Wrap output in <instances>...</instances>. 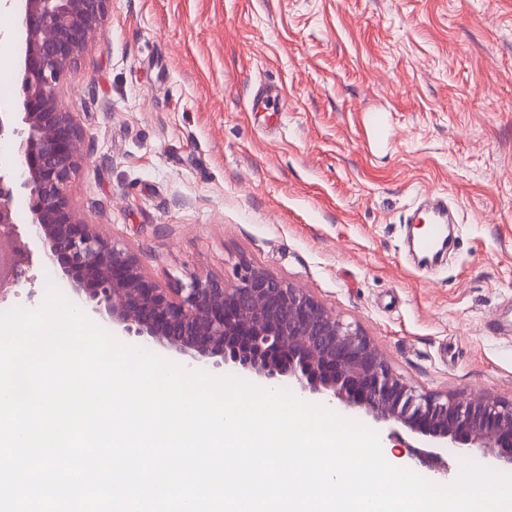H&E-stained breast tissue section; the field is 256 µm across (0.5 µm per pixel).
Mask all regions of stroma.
Wrapping results in <instances>:
<instances>
[{"label": "stroma", "instance_id": "obj_1", "mask_svg": "<svg viewBox=\"0 0 512 512\" xmlns=\"http://www.w3.org/2000/svg\"><path fill=\"white\" fill-rule=\"evenodd\" d=\"M260 87L276 111H250ZM62 103L91 154L73 206L153 282L247 261L416 390L512 401V335L487 326L512 311V0H110ZM435 191L455 243L422 269L400 219ZM62 282L34 260L0 309Z\"/></svg>", "mask_w": 512, "mask_h": 512}]
</instances>
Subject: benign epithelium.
<instances>
[{"mask_svg":"<svg viewBox=\"0 0 512 512\" xmlns=\"http://www.w3.org/2000/svg\"><path fill=\"white\" fill-rule=\"evenodd\" d=\"M110 0H8L18 19L20 108L0 113V142L16 165L0 166V238L14 240L10 275L19 283L32 259L19 225L45 262L70 285L74 305L128 338L186 358L232 367L274 387L288 379L298 393L363 412L425 438L413 458L439 473L448 465L433 449H478L512 467V402L422 393L396 374L359 329L326 310L305 289L244 261L236 281L195 276L163 288L148 279L136 253L104 236L72 206L69 186L88 162L83 134L64 109L59 83L103 34ZM27 201L19 219L16 199Z\"/></svg>","mask_w":512,"mask_h":512,"instance_id":"benign-epithelium-1","label":"benign epithelium"}]
</instances>
